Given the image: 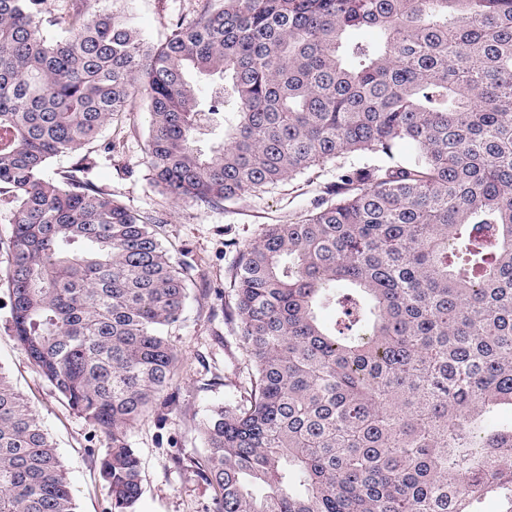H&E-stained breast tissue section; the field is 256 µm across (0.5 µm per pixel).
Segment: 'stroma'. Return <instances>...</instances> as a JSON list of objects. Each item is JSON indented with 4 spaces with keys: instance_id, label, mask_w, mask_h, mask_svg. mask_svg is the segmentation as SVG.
<instances>
[{
    "instance_id": "1",
    "label": "stroma",
    "mask_w": 512,
    "mask_h": 512,
    "mask_svg": "<svg viewBox=\"0 0 512 512\" xmlns=\"http://www.w3.org/2000/svg\"><path fill=\"white\" fill-rule=\"evenodd\" d=\"M201 0H91L92 9L126 15L152 45L177 22L192 18ZM148 117L143 100L108 125L94 144L96 165L88 178L112 191L131 211L159 219L160 239L173 260L188 265L189 298L170 335L180 361L172 404L129 430L143 472L135 512H212L214 490L189 460L203 452L199 424L209 408L242 391L251 370L238 324L224 318L233 301L231 282L238 254L269 224H285L313 210L336 180L335 167L317 179L298 178L203 208L175 203L151 179L146 162ZM7 289L0 288V372L23 395L53 438L75 491L77 512H110L111 498L99 478L106 441L35 372L8 329Z\"/></svg>"
}]
</instances>
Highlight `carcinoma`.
I'll return each mask as SVG.
<instances>
[{"instance_id": "1", "label": "carcinoma", "mask_w": 512, "mask_h": 512, "mask_svg": "<svg viewBox=\"0 0 512 512\" xmlns=\"http://www.w3.org/2000/svg\"><path fill=\"white\" fill-rule=\"evenodd\" d=\"M138 95L176 202L336 167L331 198L240 252L250 385L193 460L215 512H477L492 493L512 512V424L483 425L512 406V0H204L157 47L78 0H0L10 330L108 441L112 512L143 493L127 432L173 388L187 272L87 179L91 152L46 169ZM0 512H77L1 372Z\"/></svg>"}]
</instances>
